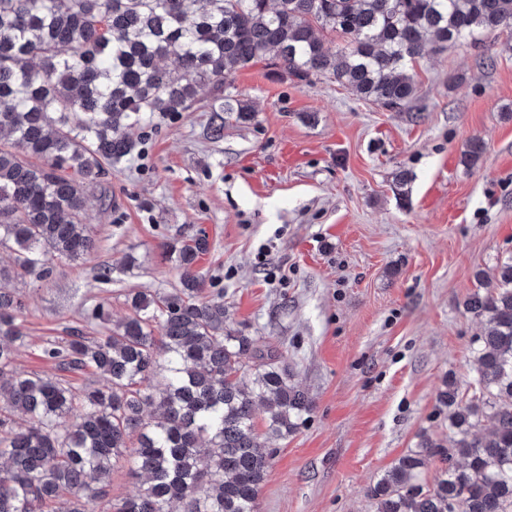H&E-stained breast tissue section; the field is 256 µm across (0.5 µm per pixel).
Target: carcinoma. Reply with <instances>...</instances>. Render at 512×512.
<instances>
[{
    "mask_svg": "<svg viewBox=\"0 0 512 512\" xmlns=\"http://www.w3.org/2000/svg\"><path fill=\"white\" fill-rule=\"evenodd\" d=\"M508 30L512 0H0V512H257L262 448L313 408L281 354L227 324L224 292L194 270L201 238L164 245L181 287L126 296L107 336L46 340L56 374L16 372L25 303L5 284L93 254L87 191L137 152L132 129L213 89L210 135L223 137L224 115L251 116L224 77L270 52L297 79L396 109L425 51ZM484 152L470 141L463 163ZM477 279L464 302L488 327L474 392L465 402L446 379L437 398L452 444L426 436L401 456L373 488L377 512H512V258ZM87 374L106 384L75 382ZM426 456L442 464L431 485ZM121 463L145 487L114 500Z\"/></svg>",
    "mask_w": 512,
    "mask_h": 512,
    "instance_id": "obj_1",
    "label": "carcinoma"
}]
</instances>
